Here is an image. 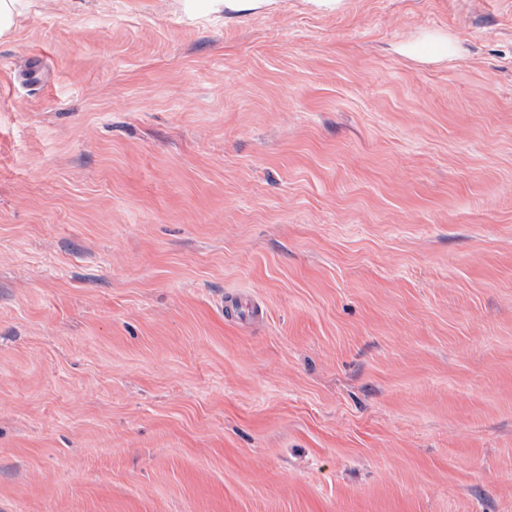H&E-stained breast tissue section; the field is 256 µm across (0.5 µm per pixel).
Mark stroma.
<instances>
[{"mask_svg":"<svg viewBox=\"0 0 512 512\" xmlns=\"http://www.w3.org/2000/svg\"><path fill=\"white\" fill-rule=\"evenodd\" d=\"M0 512H512V0H24Z\"/></svg>","mask_w":512,"mask_h":512,"instance_id":"stroma-1","label":"stroma"}]
</instances>
